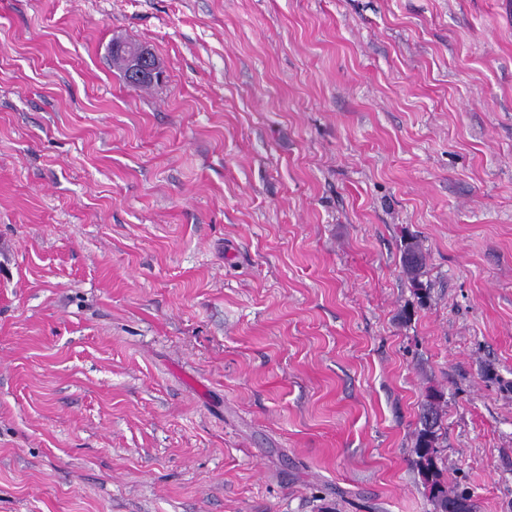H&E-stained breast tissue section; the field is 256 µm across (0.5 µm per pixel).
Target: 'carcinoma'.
<instances>
[{
  "mask_svg": "<svg viewBox=\"0 0 512 512\" xmlns=\"http://www.w3.org/2000/svg\"><path fill=\"white\" fill-rule=\"evenodd\" d=\"M424 257L413 243L403 250V268L417 286H422L420 277ZM442 395L426 396L421 406L420 429L415 442L416 466L421 475L428 500L434 512H448V503L456 500L469 502V512H478V505L463 491L448 489L443 471L438 467V440L442 430Z\"/></svg>",
  "mask_w": 512,
  "mask_h": 512,
  "instance_id": "carcinoma-1",
  "label": "carcinoma"
}]
</instances>
